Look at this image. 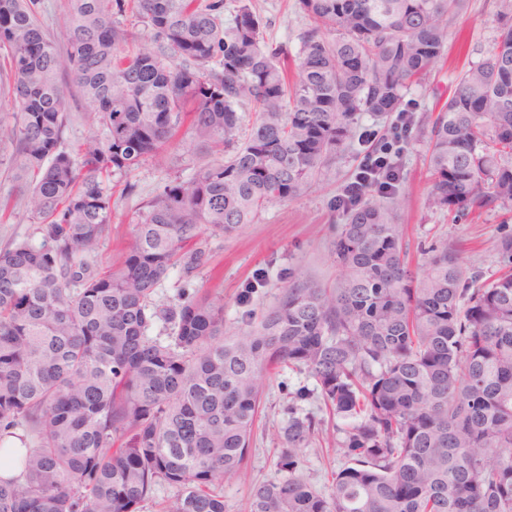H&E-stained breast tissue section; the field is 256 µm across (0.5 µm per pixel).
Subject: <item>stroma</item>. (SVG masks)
Here are the masks:
<instances>
[{
    "label": "stroma",
    "mask_w": 512,
    "mask_h": 512,
    "mask_svg": "<svg viewBox=\"0 0 512 512\" xmlns=\"http://www.w3.org/2000/svg\"><path fill=\"white\" fill-rule=\"evenodd\" d=\"M252 8L263 20L266 41L297 55L301 37L312 25L298 0H252ZM507 21L512 22V0H465L464 8L448 19V43L443 57L421 83L405 93L399 112L362 115L344 148L296 200L270 204L254 223L233 235L203 232L197 245L209 257L207 266L190 279L184 277L181 268L171 269L156 289V305L177 304L185 288L221 293L224 329L236 334L279 301L288 286L289 273H297L324 288L336 287L343 272L333 255V241L347 217L338 200L354 181L370 142L389 135L401 114L411 128L396 158L398 191L409 199L399 222L411 268L424 273L426 258L422 250L441 239L461 249L468 271H497L500 263L494 243L501 236L512 234V207L461 215L430 206L428 143L418 130L428 126L469 64L486 57ZM207 160V155L195 148L184 132L170 148L165 165L149 160L129 178L112 177V233L101 246L99 263L105 265L119 259L131 240V222L145 201L174 178L190 180ZM0 202L7 206L0 214V249L24 240L40 242L38 224L30 219L13 174L4 166H0ZM259 273L264 274L265 283L256 288L252 282ZM292 413L322 420L326 429L323 439L303 451L299 474L322 489L328 486L332 471L344 465L345 459L336 446L334 421L315 391L314 380L306 372L283 368L263 383L260 413L244 468L223 483L227 512H246L255 485L283 478L277 465L274 432Z\"/></svg>",
    "instance_id": "1"
}]
</instances>
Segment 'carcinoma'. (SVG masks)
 Wrapping results in <instances>:
<instances>
[{"label": "carcinoma", "instance_id": "carcinoma-1", "mask_svg": "<svg viewBox=\"0 0 512 512\" xmlns=\"http://www.w3.org/2000/svg\"><path fill=\"white\" fill-rule=\"evenodd\" d=\"M36 0H0V93L20 112L0 124V158L38 244L0 250V443L21 429L20 472L0 476V512H142L158 483L166 512H225L224 479L250 451L262 380L306 371L328 413L347 421V465L320 490L297 474L320 431L310 416L277 431L288 477L264 482L247 512H512V235L503 270L467 274L446 242L411 270L396 183L348 210L333 290L291 277L278 304L224 335V297L183 294L160 309L171 267L206 263L204 230L230 235L272 203L304 194L362 113L399 106L444 52L463 0H299L314 26L296 58L265 43L247 3L131 0L151 43L118 16L126 0H69L44 29ZM68 80L100 128L58 149ZM254 121L240 135L238 108ZM222 158L139 208L127 251L96 265L111 230L106 181L162 164L182 128ZM438 209L512 205V24L459 77L427 131ZM163 319L168 341L147 335Z\"/></svg>", "mask_w": 512, "mask_h": 512}]
</instances>
